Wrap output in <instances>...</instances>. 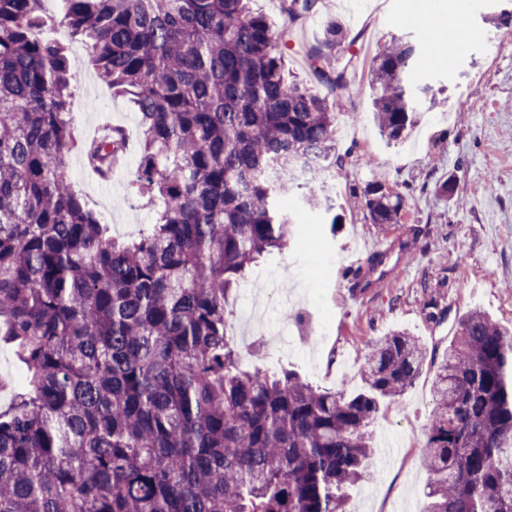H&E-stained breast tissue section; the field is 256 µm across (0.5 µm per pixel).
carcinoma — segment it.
<instances>
[{"mask_svg":"<svg viewBox=\"0 0 512 512\" xmlns=\"http://www.w3.org/2000/svg\"><path fill=\"white\" fill-rule=\"evenodd\" d=\"M315 4L283 0L291 23ZM41 5L0 0V335L29 383L0 412V512H346L348 489L372 475L381 403L426 365L424 512H512V328L484 312L458 318L442 355L406 330L369 344L365 389L350 396L238 366L226 305L248 265L288 249L282 198L297 188L312 210L334 206L297 174L346 163L347 29L328 22L309 49L328 100L288 81L287 30L247 0H66V24L143 128L133 185L158 217L122 240L67 175L69 67L39 37ZM416 55L393 37L372 62L389 143L419 114ZM123 151L107 130L85 157L107 176ZM353 195L373 223H401L404 195L378 181ZM421 235L409 229L398 255L417 258ZM388 259L370 256L352 290Z\"/></svg>","mask_w":512,"mask_h":512,"instance_id":"carcinoma-1","label":"carcinoma"}]
</instances>
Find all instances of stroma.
<instances>
[{
  "label": "stroma",
  "mask_w": 512,
  "mask_h": 512,
  "mask_svg": "<svg viewBox=\"0 0 512 512\" xmlns=\"http://www.w3.org/2000/svg\"><path fill=\"white\" fill-rule=\"evenodd\" d=\"M412 0H318L288 27L284 49L290 80L311 94L330 96L305 54L327 20L340 21L353 43L348 51L355 93L337 107L338 150L349 153L344 170H325L336 202L334 213L302 210L296 240L288 250L247 267L234 294L231 322L240 365L270 373L297 370L312 384L333 389L342 367L345 391L361 390L359 352L394 330H407L427 348L445 350L456 320L477 309L512 325V45L494 51L512 32V0H439L440 12L458 14L466 36L450 62L415 66L412 86L430 89L441 106L422 109L420 121L401 144H387L372 118L369 72L379 46L404 36L426 55L421 22L411 21ZM63 8L45 11L43 34L68 50L71 80L69 119L76 143L69 176L83 200L112 236L134 238L155 223L157 210L130 189L140 153L139 116L128 98L99 78L89 54L63 22ZM111 122L127 141V152L108 179L86 167L83 144L99 124ZM381 179L390 191L408 193L404 221L380 226L366 211L346 206L350 186ZM450 192H440L443 183ZM420 226L417 259L396 264L378 287L351 291L341 276L365 245L387 246ZM436 300L441 321L427 319L423 304ZM430 369L388 402L373 430V479L352 487L348 512H422L427 473L420 465L432 408Z\"/></svg>",
  "instance_id": "stroma-1"
}]
</instances>
